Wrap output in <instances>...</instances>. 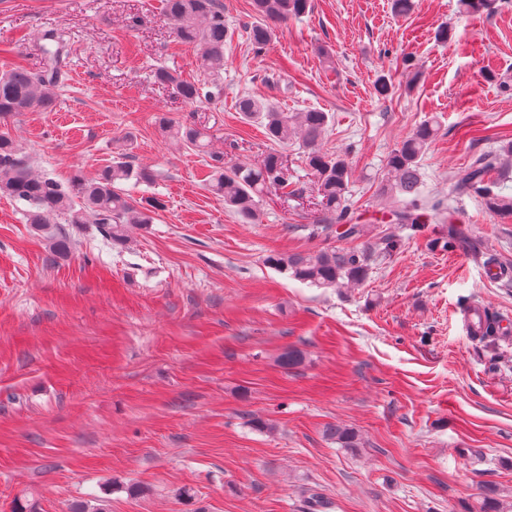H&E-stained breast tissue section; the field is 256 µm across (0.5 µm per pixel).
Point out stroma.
I'll use <instances>...</instances> for the list:
<instances>
[{
  "instance_id": "1",
  "label": "stroma",
  "mask_w": 512,
  "mask_h": 512,
  "mask_svg": "<svg viewBox=\"0 0 512 512\" xmlns=\"http://www.w3.org/2000/svg\"><path fill=\"white\" fill-rule=\"evenodd\" d=\"M232 36L217 103L190 106L155 82L158 66L202 77L177 45L161 0H0V71L40 70L38 37L64 36L68 65L52 110L0 120L37 173L93 177L120 157L148 166L134 197L163 206L112 245L95 225L69 226L56 258L13 201L0 197V512L16 498L41 512L105 501L108 512H482L512 504V334H469L468 309L512 323V286L484 258L407 237L378 192L388 154L434 118L426 190L444 193L472 153L498 150L497 189L512 195V0L460 14L458 0H310L263 51L251 0H221ZM142 17L128 27L129 17ZM447 29V41L437 33ZM415 66L403 69V56ZM495 80H487V73ZM391 78L388 97L375 92ZM334 117L323 147L347 155L354 217L367 239L404 236L355 288H317L265 262L273 251L346 248L311 236L317 212L298 145L280 151L303 197L269 191L241 223L207 184L208 156L164 138L158 113L213 134L225 163H257L271 144L242 119L240 97ZM453 223L512 266V216L475 194ZM300 350L302 361L279 358ZM355 431L359 447L326 433Z\"/></svg>"
}]
</instances>
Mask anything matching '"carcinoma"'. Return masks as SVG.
<instances>
[{"label": "carcinoma", "mask_w": 512, "mask_h": 512, "mask_svg": "<svg viewBox=\"0 0 512 512\" xmlns=\"http://www.w3.org/2000/svg\"><path fill=\"white\" fill-rule=\"evenodd\" d=\"M309 0H252L255 22L249 29V39L258 51L271 42L276 25L306 12ZM163 13L171 24L175 41L200 51L204 78L185 80L171 70L159 67L154 78L170 85L185 102L202 104L213 101L217 81L224 71V43L229 28L224 23V7L219 0H163ZM45 55L44 67L32 72L15 66L0 73V117L15 112L46 111L51 108L61 70L59 51L53 48L57 33L47 30L40 34ZM237 110L243 119L259 121L266 138L274 145L296 143L303 149L306 165L313 177L316 205L320 212L316 229L325 231L333 224L345 223L343 236L356 240L365 235L362 224L352 223L350 213V167L347 160L335 153L321 150L331 116L319 110L284 112L268 102L245 96L239 99ZM161 133L177 138L197 152L209 153L208 133L187 122H176L167 114L155 117ZM438 124L434 120L417 126L387 156V176L379 187L380 195L390 204V214L397 224H406L414 232L427 223L447 221L444 200L429 196L423 190L421 160L436 140ZM209 185L224 197V206L243 223L254 224L258 219L257 198L265 188L291 185V176L278 151H271L262 165H224L220 156L213 158ZM501 164L500 154L481 151L460 168L450 179L448 196L464 193L480 195L487 209L497 214L512 215V196L493 191L491 174ZM155 172L148 167L134 166L128 161L114 160L93 178L76 173L67 182L32 170L29 159L19 149L15 138L0 132V195L23 205L24 222L32 231L44 236L50 252L64 257L70 252V236L65 224H95L112 244L128 242L132 228L146 229L163 203L157 199H136L126 192L125 185L154 182ZM464 245L475 255L484 254V241L451 227L448 236L429 242L431 247L453 251ZM402 248V240L394 236L379 239L363 248L324 249L303 253H273L266 263L289 277L319 288H352L367 277L376 257L391 255ZM496 316L483 309L480 318L470 326V335L482 342H492L499 335ZM327 434L343 448H354L357 435L349 430L331 427Z\"/></svg>", "instance_id": "1"}]
</instances>
